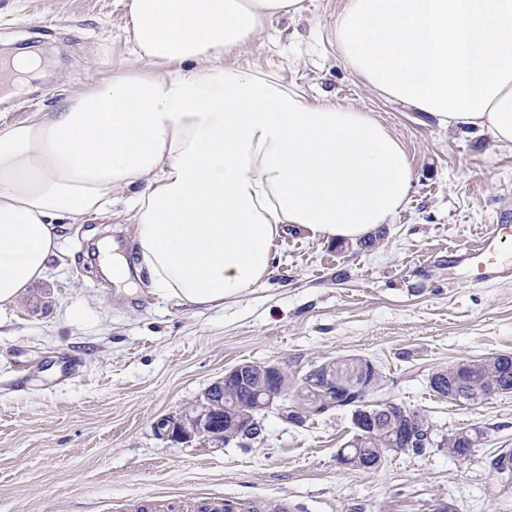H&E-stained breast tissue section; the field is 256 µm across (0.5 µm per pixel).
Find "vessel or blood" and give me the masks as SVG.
<instances>
[{
	"instance_id": "1",
	"label": "vessel or blood",
	"mask_w": 512,
	"mask_h": 512,
	"mask_svg": "<svg viewBox=\"0 0 512 512\" xmlns=\"http://www.w3.org/2000/svg\"><path fill=\"white\" fill-rule=\"evenodd\" d=\"M512 238L511 224L494 225L491 235L472 248L448 257L449 265L459 268L463 281L480 284L512 280V249L504 242ZM287 501L275 503L260 499L231 501L210 497L196 506L197 512H290Z\"/></svg>"
}]
</instances>
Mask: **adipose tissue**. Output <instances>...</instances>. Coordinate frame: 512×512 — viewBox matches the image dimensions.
Returning <instances> with one entry per match:
<instances>
[{
	"label": "adipose tissue",
	"instance_id": "1",
	"mask_svg": "<svg viewBox=\"0 0 512 512\" xmlns=\"http://www.w3.org/2000/svg\"><path fill=\"white\" fill-rule=\"evenodd\" d=\"M135 65L0 129V310L44 279L60 225L121 207L139 266L179 305L220 308L300 227L354 242L410 200L405 144L371 112L229 68L302 0H128ZM339 54L378 93L512 145V0H343Z\"/></svg>",
	"mask_w": 512,
	"mask_h": 512
}]
</instances>
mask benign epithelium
<instances>
[{
    "label": "benign epithelium",
    "instance_id": "7a95c632",
    "mask_svg": "<svg viewBox=\"0 0 512 512\" xmlns=\"http://www.w3.org/2000/svg\"><path fill=\"white\" fill-rule=\"evenodd\" d=\"M499 362V355L462 360L435 371L431 380L439 383L450 372L463 376L490 372ZM284 372L285 368L278 362L236 365L225 372L224 378L211 384L202 397L178 417L158 421L157 429L176 443H189L197 437L217 446L257 440L263 435L261 414L283 406ZM387 418L397 422L399 438L396 445L375 451L360 447L344 448L339 454L340 462L356 464L369 471L379 467L389 454L413 453L427 448V441L421 438L432 430L426 414L407 412L393 402L363 411V416L355 421L359 438L363 439L375 431ZM473 444L475 441L471 433L461 430L448 442V454L455 458H468L474 452Z\"/></svg>",
    "mask_w": 512,
    "mask_h": 512
}]
</instances>
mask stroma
Masks as SVG:
<instances>
[{"label": "stroma", "instance_id": "35a3bbf8", "mask_svg": "<svg viewBox=\"0 0 512 512\" xmlns=\"http://www.w3.org/2000/svg\"><path fill=\"white\" fill-rule=\"evenodd\" d=\"M341 3L302 0L300 15L268 20L224 64L374 113L408 150L407 207L355 242L289 229L268 277L212 310L177 306L141 272L117 287L86 226H66L46 278L0 311V512H128L147 495L285 499L299 512H512V483L490 467L512 448V392L461 404L430 387L437 369L512 354V280L467 284L448 269L449 253L497 219L512 224V147L363 85L331 35ZM126 24L127 0H0V54L41 58L17 88L0 90V128L133 65ZM268 361L293 380L285 409L262 416L263 442L159 435L160 419L225 370ZM332 384L358 400L338 403ZM383 401L426 413L432 447L387 456L372 472L342 465L354 412ZM463 428L481 435L466 461L440 446Z\"/></svg>", "mask_w": 512, "mask_h": 512}]
</instances>
